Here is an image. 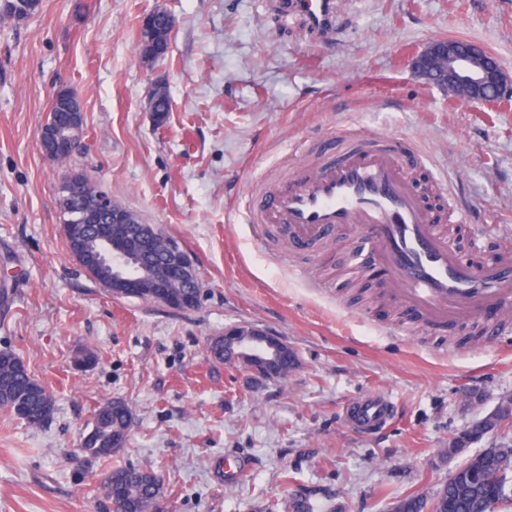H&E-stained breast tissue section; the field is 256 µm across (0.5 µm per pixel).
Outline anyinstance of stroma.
Returning <instances> with one entry per match:
<instances>
[{"mask_svg": "<svg viewBox=\"0 0 512 512\" xmlns=\"http://www.w3.org/2000/svg\"><path fill=\"white\" fill-rule=\"evenodd\" d=\"M287 0H40L0 21V351L18 356L54 401L43 426L0 410V512H112L115 467L160 478L163 512H256L299 497L314 512H392L436 491L466 457L512 443V426L448 459L457 434L512 397V335L434 326L394 300L344 289L358 232L305 251L246 224L245 199L323 162L322 140L391 134L423 157L414 177L451 188L470 213L453 245L512 237V105H458L412 67L437 39H464L512 72V0H338V31L312 38ZM175 25L144 62L137 31L154 7ZM171 110L155 123V80ZM62 88L83 104L85 146L66 162L38 131ZM156 225L194 259L200 303L177 310L111 295L70 256L57 188L69 172ZM288 342L299 363L267 378L215 361L226 327ZM98 361L78 367L82 349ZM382 390L397 418L359 434L345 407ZM132 414L124 448L93 463L77 447L101 404ZM238 472L228 477L226 461Z\"/></svg>", "mask_w": 512, "mask_h": 512, "instance_id": "35a3bbf8", "label": "stroma"}]
</instances>
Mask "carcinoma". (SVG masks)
Here are the masks:
<instances>
[{"mask_svg":"<svg viewBox=\"0 0 512 512\" xmlns=\"http://www.w3.org/2000/svg\"><path fill=\"white\" fill-rule=\"evenodd\" d=\"M0 409L32 426L47 422L54 409L48 389L9 351H0ZM512 422V400L500 403L498 411L476 422L451 440L444 454L452 458L481 439L488 426ZM131 425L124 404L105 403L94 414L91 429L80 443L89 460L112 456L125 446ZM512 451L479 453L456 468L454 476L431 496L410 494L400 499L395 512H509L512 509ZM104 491L112 500V512H154L162 484L152 470L117 467L109 474ZM311 512L309 504L293 498L287 502L262 505L258 512Z\"/></svg>","mask_w":512,"mask_h":512,"instance_id":"cac0c4a2","label":"carcinoma"}]
</instances>
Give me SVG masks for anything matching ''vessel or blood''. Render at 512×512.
<instances>
[{"label":"vessel or blood","instance_id":"b4317fda","mask_svg":"<svg viewBox=\"0 0 512 512\" xmlns=\"http://www.w3.org/2000/svg\"><path fill=\"white\" fill-rule=\"evenodd\" d=\"M292 8L318 38L329 35L338 13L336 0H293ZM415 159L394 136H374L356 146L337 143L320 166L257 192L246 221L286 229L294 249L316 246L341 228L356 226L362 242L355 263L382 266L394 300L433 325L482 319L487 335H503L499 321L486 316L512 312V252L489 261L457 252L408 178ZM393 414L383 392L361 396L345 408L346 421L364 434L386 427Z\"/></svg>","mask_w":512,"mask_h":512}]
</instances>
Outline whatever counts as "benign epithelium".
I'll list each match as a JSON object with an SVG mask.
<instances>
[{"mask_svg":"<svg viewBox=\"0 0 512 512\" xmlns=\"http://www.w3.org/2000/svg\"><path fill=\"white\" fill-rule=\"evenodd\" d=\"M160 25L170 32L174 19L163 8L155 7L143 18L141 37L157 42ZM413 65L433 84L448 89V94L461 104L493 108L512 102V76L495 55L474 43L457 39L433 41L415 55ZM54 99L71 113H83L79 96L72 90L61 89ZM46 139L55 145V151L48 156L72 155L83 146V121L74 116L65 124L45 125L38 132V140ZM89 192L90 187L77 175L70 174L65 178L59 191V207L65 219L64 235L77 237V225L99 224L104 218L113 224L127 222L128 210L106 194L97 196V210H87L84 199ZM139 249L140 242L135 238L122 240L106 235L93 249L79 244L71 256L89 274L101 264L112 265L113 280L125 294L139 296L144 289L150 288L154 297L165 300L171 308L176 307V298L167 289L187 285L201 289L200 276L192 257L173 240H163V250L174 254V259L167 263L159 276L150 275L143 269L137 275L133 273L131 266H140ZM224 345L233 349L230 363L239 364L261 376L267 375V367L279 351L288 347L287 342L265 330L239 326L224 331Z\"/></svg>","mask_w":512,"mask_h":512,"instance_id":"7a95c632","label":"benign epithelium"}]
</instances>
